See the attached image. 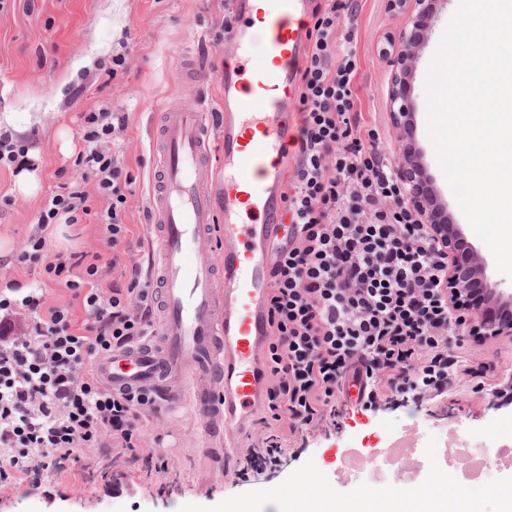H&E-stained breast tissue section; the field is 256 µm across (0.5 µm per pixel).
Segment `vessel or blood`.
I'll return each instance as SVG.
<instances>
[{
  "mask_svg": "<svg viewBox=\"0 0 512 512\" xmlns=\"http://www.w3.org/2000/svg\"><path fill=\"white\" fill-rule=\"evenodd\" d=\"M231 7L236 49L224 63V94L240 109L214 123L190 104L163 112L153 133L158 185L149 199L156 329L96 362L113 389H145L192 411L202 447L223 432L228 461L266 396L260 368L269 341L272 249L283 236L281 188L310 0H231ZM215 125L224 130L218 179L210 150Z\"/></svg>",
  "mask_w": 512,
  "mask_h": 512,
  "instance_id": "1",
  "label": "vessel or blood"
}]
</instances>
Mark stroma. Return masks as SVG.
Wrapping results in <instances>:
<instances>
[{
	"label": "stroma",
	"instance_id": "35a3bbf8",
	"mask_svg": "<svg viewBox=\"0 0 512 512\" xmlns=\"http://www.w3.org/2000/svg\"><path fill=\"white\" fill-rule=\"evenodd\" d=\"M457 0L439 8L432 32L419 52L413 101L415 141L424 154L435 184L465 239L477 250V238L460 211L438 165L426 134L425 78L443 30ZM229 0H9L0 11V128L20 130L28 149L27 167L37 171L41 188L30 198L16 190L17 175L0 169V237L20 249L34 228L44 200L61 186L82 184L92 190L90 175L75 166L81 150V115L107 108L125 113L128 127L112 147L134 178L123 221L131 233L127 252L108 281L128 287L133 271L149 278V194L156 167L153 131L159 112L184 100L208 108L224 97L217 80L228 48L221 34ZM402 15L389 12L386 0H356L344 23L355 31L360 58L357 77V119L378 127L380 147L398 161L396 133L388 111L391 69L381 48L388 34L399 33ZM125 54L128 64L109 77L112 57ZM199 65L201 81L188 80L191 65ZM49 254L101 251L105 245L96 224H55L49 230ZM468 354L488 368L489 383L512 374V336L491 340L468 339ZM448 425L462 437L480 436L487 448L512 446V405L492 392L472 393L461 387L429 410L387 405L375 411L348 403L336 431L315 433L305 446L285 449L278 467L235 482L212 450L195 445L194 418L188 409L162 411L143 421L145 449L171 461L168 473L146 465L88 453L93 473L51 475L43 491L31 494L26 486L0 489V512H261L267 487L284 499L317 507L325 499L355 504L356 484L337 480L336 463L348 448L374 455L407 425L427 428ZM318 470L321 481L309 483ZM128 492L112 494L113 479Z\"/></svg>",
	"mask_w": 512,
	"mask_h": 512
}]
</instances>
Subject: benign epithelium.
I'll return each mask as SVG.
<instances>
[{"label":"benign epithelium","instance_id":"7a95c632","mask_svg":"<svg viewBox=\"0 0 512 512\" xmlns=\"http://www.w3.org/2000/svg\"><path fill=\"white\" fill-rule=\"evenodd\" d=\"M441 0H388V8L405 15V23L386 50L391 79L388 108L401 151L400 181L407 190L410 206L430 224L432 235L448 255V299L463 314L468 334L479 340L512 335V310L496 300L497 288L485 280L486 260L474 249L464 247L460 225L448 218L437 200L432 180L422 157L411 143L413 123L411 76L420 51V36L431 28Z\"/></svg>","mask_w":512,"mask_h":512}]
</instances>
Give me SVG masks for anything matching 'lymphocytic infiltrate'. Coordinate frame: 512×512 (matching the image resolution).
<instances>
[{
	"label": "lymphocytic infiltrate",
	"mask_w": 512,
	"mask_h": 512,
	"mask_svg": "<svg viewBox=\"0 0 512 512\" xmlns=\"http://www.w3.org/2000/svg\"><path fill=\"white\" fill-rule=\"evenodd\" d=\"M341 0L314 9L300 70L303 127L290 216L269 295L264 356L267 406L260 434L242 449L235 479L277 464L292 440L334 427L348 381L367 411L394 399L416 406L455 388L512 396V378L486 385L484 365L462 356L466 338L448 302V262L380 149L376 127L355 117L360 60L353 31H340ZM85 148L75 160L95 180L45 199L20 262L42 265L41 284L0 289V488H40L47 474L75 471L88 449L168 472L167 457L140 454L142 420L156 412L146 390L115 391L93 365L112 349L149 336L151 281L105 287L120 266L130 229L122 215L132 177L110 149L123 113H83ZM99 224L111 258L98 251L44 261L46 230ZM67 302L43 305L45 285Z\"/></svg>",
	"instance_id": "obj_1"
}]
</instances>
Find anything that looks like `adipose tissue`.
<instances>
[{"instance_id":"1","label":"adipose tissue","mask_w":512,"mask_h":512,"mask_svg":"<svg viewBox=\"0 0 512 512\" xmlns=\"http://www.w3.org/2000/svg\"><path fill=\"white\" fill-rule=\"evenodd\" d=\"M447 475H440L429 488L415 487L397 495L378 496L376 491L360 494L359 506H325L322 512H481L480 500L463 489H450ZM383 500V510H376V500Z\"/></svg>"}]
</instances>
